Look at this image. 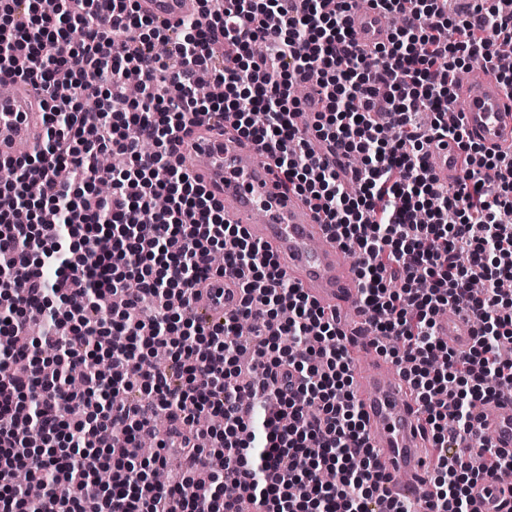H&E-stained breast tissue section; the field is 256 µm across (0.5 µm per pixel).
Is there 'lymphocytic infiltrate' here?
Instances as JSON below:
<instances>
[{
  "mask_svg": "<svg viewBox=\"0 0 512 512\" xmlns=\"http://www.w3.org/2000/svg\"><path fill=\"white\" fill-rule=\"evenodd\" d=\"M137 2L0 0V80L40 86L48 123L42 147L15 164L17 182L0 186V334L12 361L0 376V512H104L107 498L111 512H240L243 499L254 512H368L383 475L335 316L177 161L190 129L211 119L267 154L357 255L372 331L431 436L432 512H472L473 486L512 469V454L479 448L477 469L448 453L479 434L480 404L512 392L499 355L512 337V155L470 140L450 111L465 60L482 59L512 95L497 56L512 43V11L472 0L452 18L446 0H374L400 23L368 53L351 38L356 0H223L173 27ZM202 77L223 96L200 99ZM310 83L315 97H294ZM437 135L467 156L451 184L429 165ZM110 149L127 168L97 167ZM160 195L167 208L141 223ZM227 273L241 278L240 306L203 326L196 300ZM447 308L474 314L465 354L438 334ZM32 310L48 321L42 335L26 330ZM241 317L250 335H237ZM204 414L223 426L200 429ZM171 448L183 469L156 481ZM21 468L45 485L39 502L15 485Z\"/></svg>",
  "mask_w": 512,
  "mask_h": 512,
  "instance_id": "f902f5d3",
  "label": "lymphocytic infiltrate"
}]
</instances>
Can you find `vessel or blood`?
<instances>
[{
  "mask_svg": "<svg viewBox=\"0 0 512 512\" xmlns=\"http://www.w3.org/2000/svg\"><path fill=\"white\" fill-rule=\"evenodd\" d=\"M140 8L157 24L169 25L196 12L197 0H140ZM350 22L352 36L363 48L388 39L390 25L377 7H355ZM459 93L464 101L460 118L468 136L489 149L512 153V98L495 75L476 71L460 85ZM45 133L41 93L21 80L0 84V163L34 152ZM429 154L440 180L451 182L461 175L460 149L452 138L434 139ZM180 161L223 199L227 223L242 225L268 247L290 281L310 298L347 316L350 345L373 358L366 338L368 316L346 250L315 209L280 186L270 160L231 127L214 125L194 129L180 149ZM240 294L238 277L212 279L206 302L198 308L201 322L221 321L236 308ZM439 332L449 348L466 353L473 342L470 314L441 320ZM354 390L365 412L368 442L377 451L384 475L377 499L370 505L372 512H379L385 500L426 505L432 499L431 463L420 433L423 420L418 405L406 398L398 378L383 367L369 370L357 365ZM480 414L487 447L512 452V404H485ZM471 497L473 512H503L504 503L512 500V488L480 482L473 486Z\"/></svg>",
  "mask_w": 512,
  "mask_h": 512,
  "instance_id": "obj_1",
  "label": "vessel or blood"
}]
</instances>
